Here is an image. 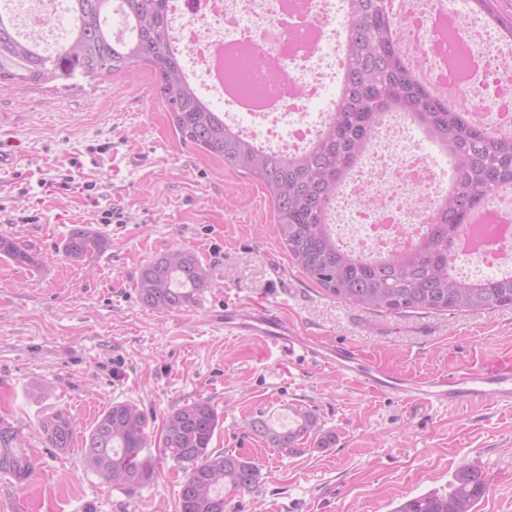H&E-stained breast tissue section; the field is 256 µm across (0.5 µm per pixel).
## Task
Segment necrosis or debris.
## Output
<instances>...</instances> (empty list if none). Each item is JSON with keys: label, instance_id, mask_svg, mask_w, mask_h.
Segmentation results:
<instances>
[{"label": "necrosis or debris", "instance_id": "1", "mask_svg": "<svg viewBox=\"0 0 512 512\" xmlns=\"http://www.w3.org/2000/svg\"><path fill=\"white\" fill-rule=\"evenodd\" d=\"M171 32L189 47L187 79L203 101L215 92L220 50L243 44L242 63L274 62L277 79L260 69L249 75L254 105L226 107L224 122L267 150L292 154L316 139L336 96L337 37L348 20L337 0H173ZM12 12L20 34H36L43 51L54 52L68 30L67 0H0ZM400 23L410 32L408 50L425 75L461 85L471 110L501 119L512 103V47L490 48L479 30L467 25L455 0H426L405 9ZM376 149L359 166L333 204L332 231L344 248L365 255L392 254L408 247L429 221L418 197L436 201L445 174L421 149L407 127L383 124ZM493 236L464 251L458 272L512 269V206L494 205Z\"/></svg>", "mask_w": 512, "mask_h": 512}]
</instances>
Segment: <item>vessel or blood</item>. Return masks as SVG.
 <instances>
[{
  "label": "vessel or blood",
  "instance_id": "b4317fda",
  "mask_svg": "<svg viewBox=\"0 0 512 512\" xmlns=\"http://www.w3.org/2000/svg\"><path fill=\"white\" fill-rule=\"evenodd\" d=\"M224 332L229 336L261 337L301 361L334 366L343 378L404 399L445 406L466 405L478 400L512 405L511 369L440 372L425 381L415 382L367 362L354 345L310 340L300 329L290 327L287 320L269 306H225Z\"/></svg>",
  "mask_w": 512,
  "mask_h": 512
}]
</instances>
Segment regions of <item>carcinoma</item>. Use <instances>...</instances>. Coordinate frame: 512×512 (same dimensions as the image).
<instances>
[{"label": "carcinoma", "mask_w": 512, "mask_h": 512, "mask_svg": "<svg viewBox=\"0 0 512 512\" xmlns=\"http://www.w3.org/2000/svg\"><path fill=\"white\" fill-rule=\"evenodd\" d=\"M114 0H69V33L62 52L91 80L151 72L156 93L183 142L224 160V165L259 180L271 195L279 239L294 263L330 296L387 314L407 311L473 312L512 308V272L478 280L449 272L452 252L472 206L498 187L512 185V136L491 137L484 120L450 110L434 91L416 82L390 35L385 0H347L348 74L339 87L331 116L304 151L282 155L265 150L224 124V114L203 103L186 79L183 52L172 43L168 0H121L130 33L118 40L111 20ZM512 39V21L494 0H470ZM0 10V85L47 83L56 77L46 55L22 38L15 21ZM411 116L446 149L455 170L454 189L434 206L430 222L404 252L383 257L358 254L333 236L329 216L342 183L359 164L388 113ZM107 247L91 227L76 226L63 242L64 258L79 265ZM0 256L17 265L35 259L11 236L0 235ZM209 270L189 252L173 250L146 264L136 288L148 308L166 313L189 307L209 282ZM74 419L64 411L45 416L39 433L49 447L66 452L74 445ZM220 425L211 400L199 398L171 411L159 438L148 439V417L130 402L106 408L82 444L84 463L96 475L127 494L159 475L151 446L185 470L178 493L180 512H225L224 493L251 489L259 467L243 454L210 447ZM250 433L285 454L300 452L299 441L315 437L327 448L334 436L309 413L291 427H273L263 416L252 419ZM35 460L16 430L0 423V474L17 482L30 479ZM486 492L482 471L464 464L449 490H431L402 502L394 512H473Z\"/></svg>", "instance_id": "1"}]
</instances>
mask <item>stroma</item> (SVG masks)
I'll return each instance as SVG.
<instances>
[{"label": "stroma", "instance_id": "1", "mask_svg": "<svg viewBox=\"0 0 512 512\" xmlns=\"http://www.w3.org/2000/svg\"><path fill=\"white\" fill-rule=\"evenodd\" d=\"M57 77L0 89V141L16 156L0 171V234L31 252L0 258V420L30 448L24 484L0 475V512H178L184 479L126 494L87 470L80 448L46 447L41 419L62 410L83 439L98 415L131 402L157 436L168 413L204 397L220 425L213 448L251 457V490L226 512H394L447 487L462 463L487 486L476 512H512V406L410 403L288 358L254 336H228L225 304L276 306L322 341L355 345L381 368L421 381L436 372L512 368V309L378 313L330 297L288 258L266 188L184 143L148 70L90 81L55 56ZM79 224L109 242L82 265L62 242ZM196 255L210 280L196 305L158 313L135 283L172 250ZM312 413L336 441L283 455L254 438L252 418Z\"/></svg>", "mask_w": 512, "mask_h": 512}]
</instances>
